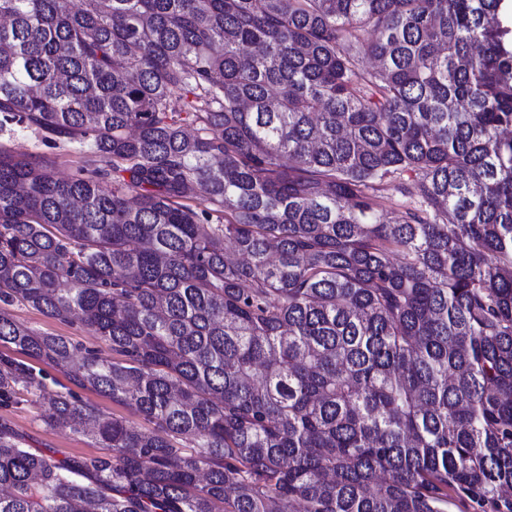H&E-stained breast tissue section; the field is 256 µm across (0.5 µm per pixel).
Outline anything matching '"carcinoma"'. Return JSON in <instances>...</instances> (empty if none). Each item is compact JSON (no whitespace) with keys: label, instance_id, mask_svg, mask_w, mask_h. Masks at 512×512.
<instances>
[{"label":"carcinoma","instance_id":"obj_1","mask_svg":"<svg viewBox=\"0 0 512 512\" xmlns=\"http://www.w3.org/2000/svg\"><path fill=\"white\" fill-rule=\"evenodd\" d=\"M500 2L0 0V129L101 162L0 150V347L154 425L39 392L111 454L0 429V512H512ZM20 384L1 357L0 400ZM0 148L19 158H44L54 165L58 176L62 178L77 175L86 166L87 160L98 159L84 152L86 148L80 151L75 143L63 140L50 142L37 130L15 124L0 132ZM8 310L16 320L29 327L49 334L67 336L74 343L82 344L86 347L101 349L104 356L112 357V352L107 348V346L95 336L89 334L88 331L78 322L69 323L59 319L49 318L21 304L9 306Z\"/></svg>","mask_w":512,"mask_h":512}]
</instances>
